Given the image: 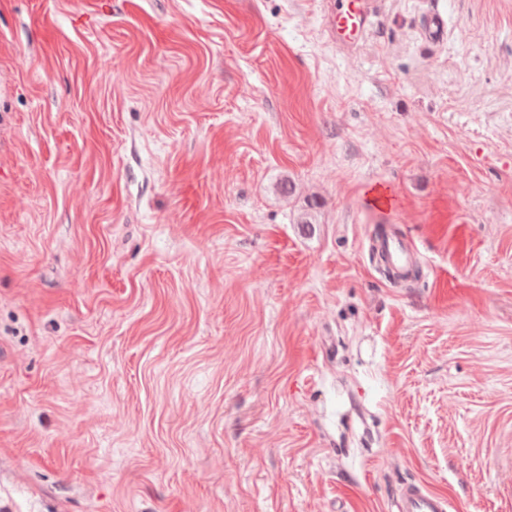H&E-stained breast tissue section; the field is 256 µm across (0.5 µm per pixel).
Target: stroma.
<instances>
[{
	"label": "stroma",
	"mask_w": 512,
	"mask_h": 512,
	"mask_svg": "<svg viewBox=\"0 0 512 512\" xmlns=\"http://www.w3.org/2000/svg\"><path fill=\"white\" fill-rule=\"evenodd\" d=\"M330 2L0 0V512H512V0ZM347 8L335 14L331 12L332 26L350 38L362 37L369 25V0H350ZM373 247L383 257L384 263L395 272H404L414 265L413 245L395 233L388 231L376 236ZM396 512H447L449 502L445 496L437 494L421 483L404 486L394 501Z\"/></svg>",
	"instance_id": "1"
}]
</instances>
